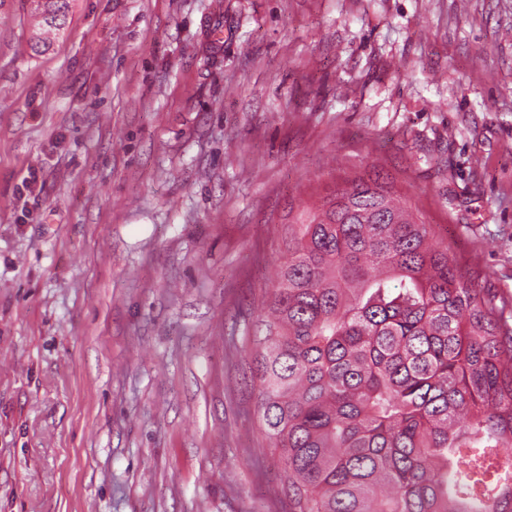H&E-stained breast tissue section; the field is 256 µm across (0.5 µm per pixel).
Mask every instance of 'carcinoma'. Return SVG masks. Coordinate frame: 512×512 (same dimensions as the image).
Returning a JSON list of instances; mask_svg holds the SVG:
<instances>
[{"label":"carcinoma","instance_id":"1","mask_svg":"<svg viewBox=\"0 0 512 512\" xmlns=\"http://www.w3.org/2000/svg\"><path fill=\"white\" fill-rule=\"evenodd\" d=\"M8 1L36 50L66 29L70 0ZM435 237L364 177L287 225L251 342L291 512H512L507 302Z\"/></svg>","mask_w":512,"mask_h":512}]
</instances>
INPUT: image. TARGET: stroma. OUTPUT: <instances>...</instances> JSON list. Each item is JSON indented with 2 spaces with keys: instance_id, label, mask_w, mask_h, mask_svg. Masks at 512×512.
<instances>
[{
  "instance_id": "stroma-1",
  "label": "stroma",
  "mask_w": 512,
  "mask_h": 512,
  "mask_svg": "<svg viewBox=\"0 0 512 512\" xmlns=\"http://www.w3.org/2000/svg\"><path fill=\"white\" fill-rule=\"evenodd\" d=\"M0 14V512H289L249 325L354 175L512 298V0ZM6 2H19L23 9H26L28 3L31 4V14L39 18V32L33 44L36 51L40 48L48 49L51 45L50 35L55 37L66 29L70 0H0V9Z\"/></svg>"
}]
</instances>
